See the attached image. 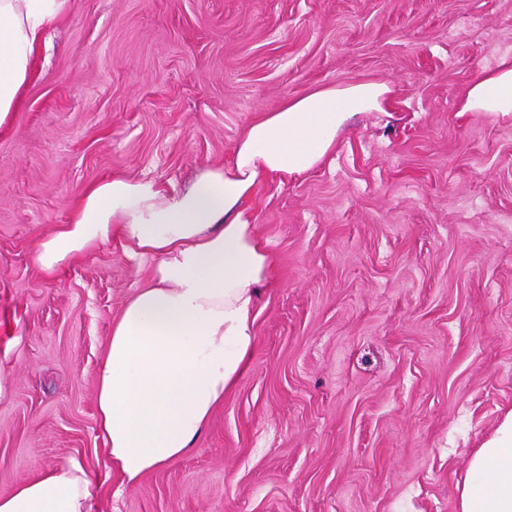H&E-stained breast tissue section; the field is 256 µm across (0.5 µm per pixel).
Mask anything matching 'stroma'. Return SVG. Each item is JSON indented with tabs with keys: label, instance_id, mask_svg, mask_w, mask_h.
Masks as SVG:
<instances>
[{
	"label": "stroma",
	"instance_id": "obj_1",
	"mask_svg": "<svg viewBox=\"0 0 512 512\" xmlns=\"http://www.w3.org/2000/svg\"><path fill=\"white\" fill-rule=\"evenodd\" d=\"M512 59V0H70L0 126V495L79 458L105 512H456L512 410V116L467 112ZM385 84L315 170L247 213L276 259L255 349L195 448L123 482L95 403L152 263L35 248L85 188L170 187L311 90Z\"/></svg>",
	"mask_w": 512,
	"mask_h": 512
}]
</instances>
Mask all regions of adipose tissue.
<instances>
[{
	"label": "adipose tissue",
	"mask_w": 512,
	"mask_h": 512,
	"mask_svg": "<svg viewBox=\"0 0 512 512\" xmlns=\"http://www.w3.org/2000/svg\"><path fill=\"white\" fill-rule=\"evenodd\" d=\"M69 0H0V125L15 110L32 57ZM385 84L324 86L249 122L230 159L182 189L123 175L79 196L74 218L42 237L34 260L51 273L113 240L151 260L146 286L113 321L95 400L111 468L126 482L190 452L244 374L256 306L275 258L245 212L268 177L322 164L354 114L379 109ZM467 112L512 114V61L470 86ZM0 512H102L99 485L77 458L0 496ZM456 512H512V412L475 449Z\"/></svg>",
	"instance_id": "adipose-tissue-1"
}]
</instances>
